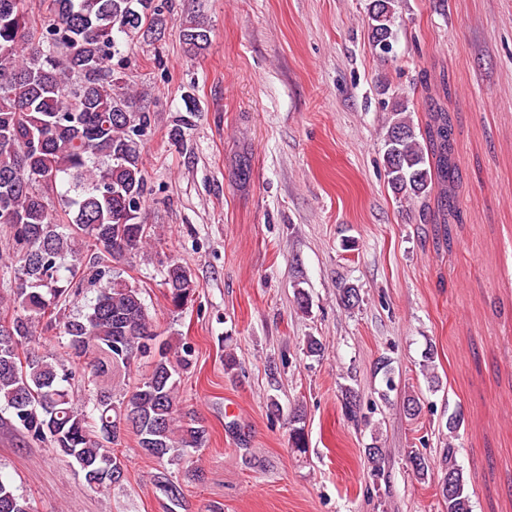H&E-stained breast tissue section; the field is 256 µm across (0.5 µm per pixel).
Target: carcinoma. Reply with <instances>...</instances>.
Instances as JSON below:
<instances>
[{"instance_id": "carcinoma-1", "label": "carcinoma", "mask_w": 512, "mask_h": 512, "mask_svg": "<svg viewBox=\"0 0 512 512\" xmlns=\"http://www.w3.org/2000/svg\"><path fill=\"white\" fill-rule=\"evenodd\" d=\"M25 2L0 0V225L16 284L11 311L0 317V410L103 495L115 487L108 470L121 432L133 434L160 464L152 482L177 502L169 467L204 447L207 430L179 408V374L191 365L192 349L156 343L141 289L118 268L145 255L149 237L140 221L147 186L141 153L151 117L133 106L112 72L113 57L135 40L161 35L168 0H48L40 23ZM394 3L371 0L369 7L371 40L383 56L396 40ZM183 40L198 50L207 30L197 22ZM391 111L383 137L388 184L401 200L440 189L437 211L446 224L455 168L448 112L430 104L418 132L405 115L407 101L394 98ZM57 194L58 210L49 206ZM86 284L98 288L96 298L76 315L63 313ZM163 285L176 310L197 290L190 270L175 262L166 265ZM48 331L62 352L35 350ZM138 358L151 359V369L132 390L116 394L102 384L113 365L127 368ZM303 420L300 408L289 415L288 446L298 451L306 448ZM445 462L446 512H471L455 447L448 446ZM0 512L37 509L0 479Z\"/></svg>"}]
</instances>
